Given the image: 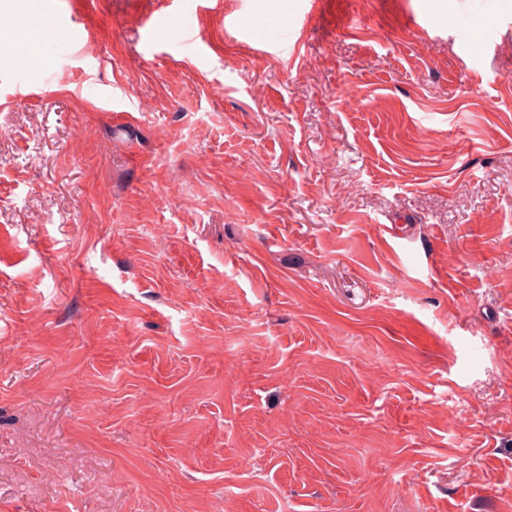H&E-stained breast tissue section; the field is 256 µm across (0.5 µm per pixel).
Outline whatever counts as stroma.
I'll list each match as a JSON object with an SVG mask.
<instances>
[{
  "label": "stroma",
  "instance_id": "obj_1",
  "mask_svg": "<svg viewBox=\"0 0 512 512\" xmlns=\"http://www.w3.org/2000/svg\"><path fill=\"white\" fill-rule=\"evenodd\" d=\"M221 2L0 44V512H512V0Z\"/></svg>",
  "mask_w": 512,
  "mask_h": 512
}]
</instances>
